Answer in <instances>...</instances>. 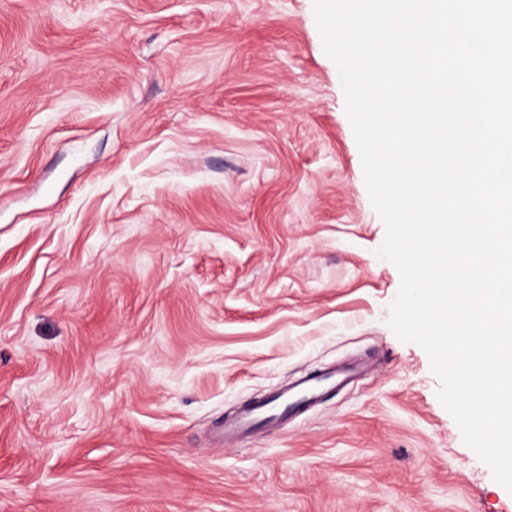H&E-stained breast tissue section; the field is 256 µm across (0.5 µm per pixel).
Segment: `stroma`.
Wrapping results in <instances>:
<instances>
[{"instance_id":"stroma-1","label":"stroma","mask_w":512,"mask_h":512,"mask_svg":"<svg viewBox=\"0 0 512 512\" xmlns=\"http://www.w3.org/2000/svg\"><path fill=\"white\" fill-rule=\"evenodd\" d=\"M384 237L312 0H0V512H512ZM349 376L348 370L322 371L317 376H305L293 383L286 392L244 409L233 430L250 435L262 424H275L301 403L319 399L326 389L340 386Z\"/></svg>"}]
</instances>
